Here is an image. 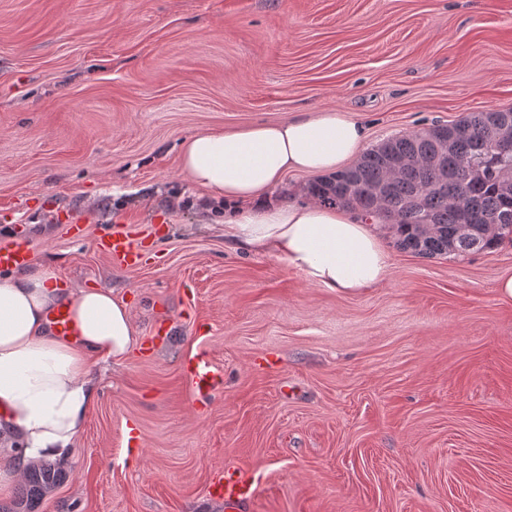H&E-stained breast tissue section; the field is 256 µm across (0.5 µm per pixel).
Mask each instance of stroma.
I'll list each match as a JSON object with an SVG mask.
<instances>
[{
  "label": "stroma",
  "instance_id": "1",
  "mask_svg": "<svg viewBox=\"0 0 512 512\" xmlns=\"http://www.w3.org/2000/svg\"><path fill=\"white\" fill-rule=\"evenodd\" d=\"M324 108L368 149L512 108V0H0V247L112 290L142 339L98 365L35 512H224L206 489L239 465L247 512H512V244L426 258L387 234L389 279L346 295L227 245L181 169L195 134ZM107 225L140 266L98 251ZM200 353L224 373L205 405ZM182 372L196 400L205 402L223 382L221 373L213 368L206 355L198 354L182 365Z\"/></svg>",
  "mask_w": 512,
  "mask_h": 512
}]
</instances>
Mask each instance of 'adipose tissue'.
<instances>
[{"label":"adipose tissue","mask_w":512,"mask_h":512,"mask_svg":"<svg viewBox=\"0 0 512 512\" xmlns=\"http://www.w3.org/2000/svg\"><path fill=\"white\" fill-rule=\"evenodd\" d=\"M364 127L336 108L281 123L201 132L182 143L181 167L224 197L225 243L270 255L311 282L359 295L391 274L380 235L357 213L283 204L269 192L291 171L330 175L361 150ZM65 304L76 340L55 336L47 316ZM139 342L125 301L105 288L64 287L34 264L0 275V492L41 460L68 458L98 391V361Z\"/></svg>","instance_id":"ef3b65f1"}]
</instances>
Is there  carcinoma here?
Here are the masks:
<instances>
[{
  "label": "carcinoma",
  "mask_w": 512,
  "mask_h": 512,
  "mask_svg": "<svg viewBox=\"0 0 512 512\" xmlns=\"http://www.w3.org/2000/svg\"><path fill=\"white\" fill-rule=\"evenodd\" d=\"M508 127L512 110L470 112L441 126L452 134L446 145L427 129L394 136L308 193L384 225L398 248L422 257L492 250L512 242V152L497 149ZM65 477L58 464L30 467L0 512H34Z\"/></svg>",
  "instance_id": "cac0c4a2"
}]
</instances>
